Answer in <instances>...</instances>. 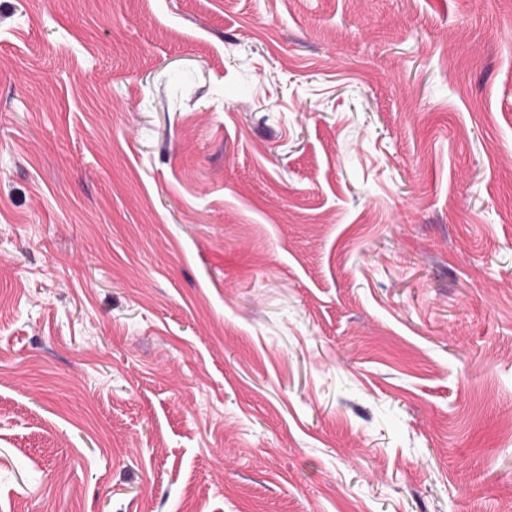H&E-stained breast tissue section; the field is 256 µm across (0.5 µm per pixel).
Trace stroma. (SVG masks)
Masks as SVG:
<instances>
[{"label":"stroma","instance_id":"obj_1","mask_svg":"<svg viewBox=\"0 0 512 512\" xmlns=\"http://www.w3.org/2000/svg\"><path fill=\"white\" fill-rule=\"evenodd\" d=\"M512 0H0V512H507Z\"/></svg>","mask_w":512,"mask_h":512}]
</instances>
